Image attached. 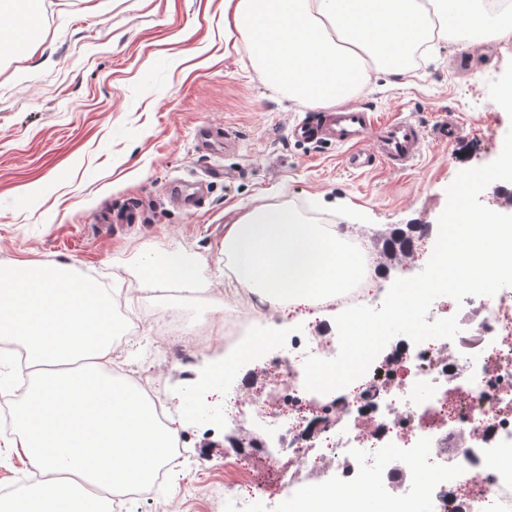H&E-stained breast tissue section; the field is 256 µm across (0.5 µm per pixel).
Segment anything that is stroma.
Wrapping results in <instances>:
<instances>
[{"mask_svg": "<svg viewBox=\"0 0 512 512\" xmlns=\"http://www.w3.org/2000/svg\"><path fill=\"white\" fill-rule=\"evenodd\" d=\"M40 30L0 52V273L18 260L53 261L114 289L139 308H179L186 335L227 311L224 227L260 203H285L305 221L339 224L364 240L409 224L437 226L460 170L486 165L512 130L498 103L512 81V40L471 48L447 41L425 50L403 76L376 73L358 99L382 117H407L424 132L421 155L403 170L347 168L344 150L290 139L313 107L289 98L253 67L245 41L224 47V0H41ZM455 117L462 137L439 144L437 125ZM203 126L229 127L235 149L204 157ZM205 181L202 206L169 199L177 181ZM135 210L137 220L103 228L98 217ZM194 256L212 286L205 301L144 290L131 274L145 247ZM300 316L252 319L240 340L277 343L307 328ZM131 370L154 382L169 416L187 419L185 456L151 500L122 512H224V483L237 478L224 427L189 416L190 380L211 371L224 339L191 362L170 358V338L143 319Z\"/></svg>", "mask_w": 512, "mask_h": 512, "instance_id": "stroma-1", "label": "stroma"}]
</instances>
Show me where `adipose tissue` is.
Instances as JSON below:
<instances>
[{
  "instance_id": "1",
  "label": "adipose tissue",
  "mask_w": 512,
  "mask_h": 512,
  "mask_svg": "<svg viewBox=\"0 0 512 512\" xmlns=\"http://www.w3.org/2000/svg\"><path fill=\"white\" fill-rule=\"evenodd\" d=\"M246 40L267 80L312 107L364 89L373 70L401 75L428 41L464 46L512 38L482 0H225L224 37ZM224 283L259 289L276 307L336 294L357 263L344 232L306 223L283 204H262L224 227ZM152 286L207 287L193 258L152 251L132 269ZM0 343L22 344L16 369L28 386L14 406L9 451L40 471L36 490L0 512H110V495L147 481L179 438L154 405L111 380L124 358L112 342V300L70 276L65 264L23 260L0 275Z\"/></svg>"
}]
</instances>
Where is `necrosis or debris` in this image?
<instances>
[{
    "mask_svg": "<svg viewBox=\"0 0 512 512\" xmlns=\"http://www.w3.org/2000/svg\"><path fill=\"white\" fill-rule=\"evenodd\" d=\"M379 275L363 254L361 272L311 311L372 305ZM448 307L455 339L393 337L350 391L304 387L306 355L338 353L325 325L267 357L268 394L247 373L227 400L211 398L240 436L230 453L254 486L235 493L233 512H251L256 495L362 483L418 512H512V287Z\"/></svg>",
    "mask_w": 512,
    "mask_h": 512,
    "instance_id": "1",
    "label": "necrosis or debris"
}]
</instances>
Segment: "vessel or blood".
Wrapping results in <instances>:
<instances>
[{"instance_id":"b4317fda","label":"vessel or blood","mask_w":512,"mask_h":512,"mask_svg":"<svg viewBox=\"0 0 512 512\" xmlns=\"http://www.w3.org/2000/svg\"><path fill=\"white\" fill-rule=\"evenodd\" d=\"M299 143H335L349 147L346 163L366 169L383 162L393 169L408 167L422 152L425 138L411 120H379L375 111L358 103L341 104L312 118L296 122L290 131ZM373 137L375 152L363 150L366 137Z\"/></svg>"}]
</instances>
